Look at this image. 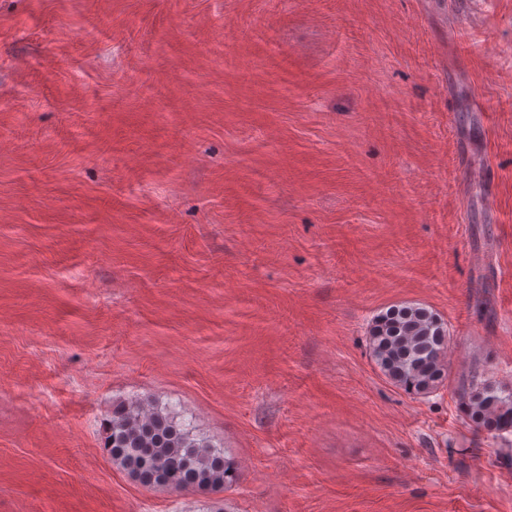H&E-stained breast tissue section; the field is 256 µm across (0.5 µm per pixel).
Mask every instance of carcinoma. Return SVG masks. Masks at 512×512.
<instances>
[{"label":"carcinoma","mask_w":512,"mask_h":512,"mask_svg":"<svg viewBox=\"0 0 512 512\" xmlns=\"http://www.w3.org/2000/svg\"><path fill=\"white\" fill-rule=\"evenodd\" d=\"M448 328L421 304L389 307L369 330L372 356L383 375L410 394L438 388L447 376ZM463 413L493 438L512 430V389L484 381L464 389ZM103 448L112 461L146 487L219 489L237 480L235 462L198 438L192 427L152 403L120 408L103 422Z\"/></svg>","instance_id":"cac0c4a2"}]
</instances>
